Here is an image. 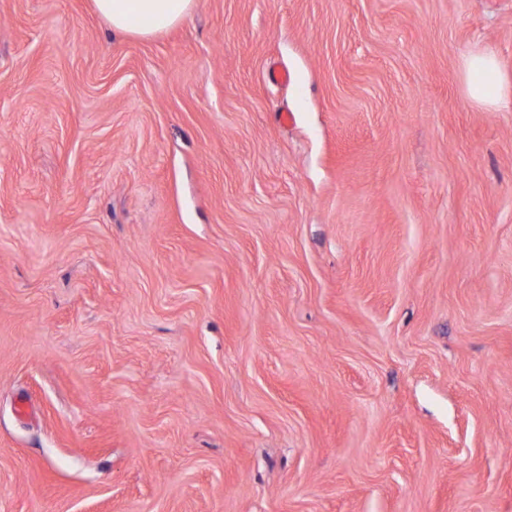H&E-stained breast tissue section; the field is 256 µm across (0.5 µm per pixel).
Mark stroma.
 I'll use <instances>...</instances> for the list:
<instances>
[{"mask_svg": "<svg viewBox=\"0 0 512 512\" xmlns=\"http://www.w3.org/2000/svg\"><path fill=\"white\" fill-rule=\"evenodd\" d=\"M484 48L512 0H0V512H512ZM197 0H93L99 16L112 31L150 36L187 18ZM466 92L479 104L490 107H510L512 96L504 87L496 55L490 51L468 54L463 60Z\"/></svg>", "mask_w": 512, "mask_h": 512, "instance_id": "obj_1", "label": "stroma"}]
</instances>
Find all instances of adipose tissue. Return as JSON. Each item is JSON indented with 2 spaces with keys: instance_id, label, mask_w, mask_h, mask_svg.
<instances>
[{
  "instance_id": "obj_1",
  "label": "adipose tissue",
  "mask_w": 512,
  "mask_h": 512,
  "mask_svg": "<svg viewBox=\"0 0 512 512\" xmlns=\"http://www.w3.org/2000/svg\"><path fill=\"white\" fill-rule=\"evenodd\" d=\"M197 0H93L99 16L121 33L150 36L163 32L187 18ZM466 92L479 104L490 107L512 105V94L504 87L496 55L473 52L463 60Z\"/></svg>"
}]
</instances>
